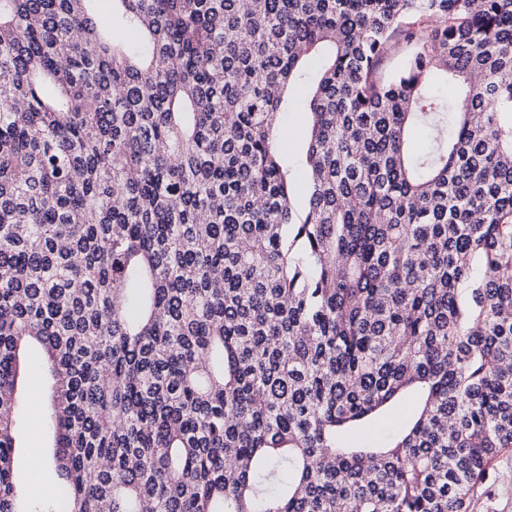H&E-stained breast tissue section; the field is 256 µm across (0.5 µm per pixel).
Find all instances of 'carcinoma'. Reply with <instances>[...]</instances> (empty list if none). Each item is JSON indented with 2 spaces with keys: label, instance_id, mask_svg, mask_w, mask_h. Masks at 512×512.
Here are the masks:
<instances>
[{
  "label": "carcinoma",
  "instance_id": "obj_1",
  "mask_svg": "<svg viewBox=\"0 0 512 512\" xmlns=\"http://www.w3.org/2000/svg\"><path fill=\"white\" fill-rule=\"evenodd\" d=\"M89 2L0 0V512H470L512 452V0ZM31 346L59 495L21 500ZM284 120L288 128V137L283 143V149L288 152V156L295 158L306 141L307 116L303 112H288ZM411 411L409 404L401 405L399 412L394 413L391 417L381 420L377 425L370 429L355 433L352 435V440L356 443L368 440H376L384 437L388 432L392 431L398 426L403 419L408 417Z\"/></svg>",
  "mask_w": 512,
  "mask_h": 512
}]
</instances>
